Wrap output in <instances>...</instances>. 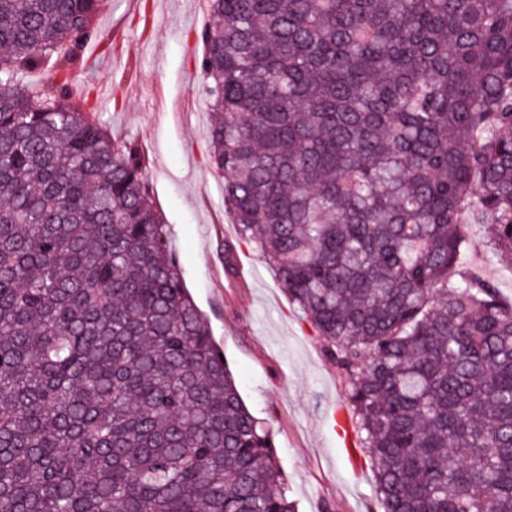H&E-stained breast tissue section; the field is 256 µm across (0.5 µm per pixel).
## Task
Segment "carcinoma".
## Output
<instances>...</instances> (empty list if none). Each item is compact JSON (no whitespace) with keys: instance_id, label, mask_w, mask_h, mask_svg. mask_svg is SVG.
<instances>
[{"instance_id":"1","label":"carcinoma","mask_w":512,"mask_h":512,"mask_svg":"<svg viewBox=\"0 0 512 512\" xmlns=\"http://www.w3.org/2000/svg\"><path fill=\"white\" fill-rule=\"evenodd\" d=\"M209 151L345 377L383 512H512V0H207ZM109 0H0V512H295L139 146L79 87ZM47 71L42 84L21 75ZM472 246L462 255L461 262L470 272L494 282L504 299H512V270L500 258L480 246L485 236L484 226L472 225L468 228ZM479 244V245H477Z\"/></svg>"}]
</instances>
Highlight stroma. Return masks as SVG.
<instances>
[{
    "label": "stroma",
    "mask_w": 512,
    "mask_h": 512,
    "mask_svg": "<svg viewBox=\"0 0 512 512\" xmlns=\"http://www.w3.org/2000/svg\"><path fill=\"white\" fill-rule=\"evenodd\" d=\"M210 18L198 0H111L99 29L111 50L89 43L81 81L94 88L112 133L142 147L176 247L184 281L208 316L249 410L268 423L298 512H381L370 464L349 459L339 421L347 414L343 380L325 342L289 303L271 270L238 243L209 160V115L197 69L199 35ZM461 262L512 299V268L483 247L470 226ZM236 244L238 276L224 271V246Z\"/></svg>",
    "instance_id": "35a3bbf8"
}]
</instances>
